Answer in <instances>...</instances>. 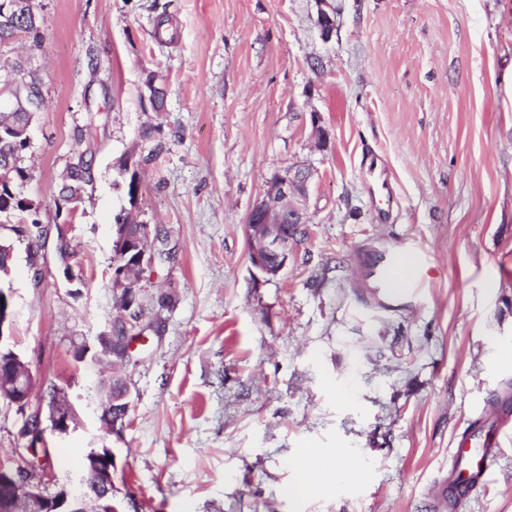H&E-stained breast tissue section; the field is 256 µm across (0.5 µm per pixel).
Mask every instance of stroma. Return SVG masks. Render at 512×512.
I'll list each match as a JSON object with an SVG mask.
<instances>
[{
    "label": "stroma",
    "mask_w": 512,
    "mask_h": 512,
    "mask_svg": "<svg viewBox=\"0 0 512 512\" xmlns=\"http://www.w3.org/2000/svg\"><path fill=\"white\" fill-rule=\"evenodd\" d=\"M39 0L45 41L19 38L0 59L32 55L43 79L21 194L55 224V195L94 123V179L64 231L71 284L53 243L34 281L14 239L10 344L75 412L45 432L68 488L86 449L117 455L116 484L139 512H446L449 448L490 405L512 365V0ZM169 21L175 39L155 30ZM97 55L99 73L88 66ZM166 107L146 101L149 71ZM329 141L317 148L312 124ZM153 125L166 143L150 155ZM381 153L394 187L376 218L359 171ZM148 157L139 207L169 259L142 275L145 294L178 302L146 331L123 375L125 427L101 424L99 363L78 361L115 314L112 215L125 205L120 160ZM314 170L310 224L287 269L256 282L248 216L273 174ZM387 242L420 256L424 286L380 308L353 283L355 257ZM344 448L357 479L304 500L284 494L298 448ZM495 480L467 512H512V423Z\"/></svg>",
    "instance_id": "stroma-1"
}]
</instances>
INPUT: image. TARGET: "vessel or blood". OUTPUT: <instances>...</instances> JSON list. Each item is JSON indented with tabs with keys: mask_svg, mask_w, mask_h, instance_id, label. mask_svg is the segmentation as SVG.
I'll return each mask as SVG.
<instances>
[{
	"mask_svg": "<svg viewBox=\"0 0 512 512\" xmlns=\"http://www.w3.org/2000/svg\"><path fill=\"white\" fill-rule=\"evenodd\" d=\"M359 168L374 199L376 211H383L393 196L390 173L384 159L374 151H364ZM355 285L365 290L374 303L386 307L400 299L401 288H422L423 268L417 264L412 270H405L400 266L399 254L392 248H370L357 258ZM496 450V442L476 430L453 448L452 457L457 468L448 497L450 512H463L473 495L491 483Z\"/></svg>",
	"mask_w": 512,
	"mask_h": 512,
	"instance_id": "vessel-or-blood-1",
	"label": "vessel or blood"
}]
</instances>
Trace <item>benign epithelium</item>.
Wrapping results in <instances>:
<instances>
[{
	"label": "benign epithelium",
	"instance_id": "benign-epithelium-1",
	"mask_svg": "<svg viewBox=\"0 0 512 512\" xmlns=\"http://www.w3.org/2000/svg\"><path fill=\"white\" fill-rule=\"evenodd\" d=\"M16 80L8 88L6 105L16 110H39L43 97L29 94L21 96ZM313 170L305 165H292L277 173L268 181L265 199L253 209L248 222V234L251 241V261L259 271L255 275L262 281V275L278 276L288 265L292 255L291 239L284 234L282 225L294 224L301 227L310 223L308 209L310 186ZM156 229L141 222L136 236L121 234L115 241V250L126 254H135L132 264H115L112 267V288L117 295L130 297L128 313L124 322L136 328L130 336L122 337V347L116 357L127 365L133 361V342L140 338L147 328L146 315L141 308L134 306L131 295L140 293L139 274L146 267L163 258L165 252L142 244L150 241ZM12 325V294L0 287V400L18 407L24 416L20 434L22 437L42 438V420H47L52 431L59 434L69 432L73 421V409L68 401L56 399L49 402L47 416L37 411V428L31 429L27 408L30 392L33 389V376L15 352L10 348ZM94 468L82 474L74 492L64 500V512H132L136 508L131 491H121L116 486V454L111 452L103 457L99 449L91 454ZM34 463L28 458L13 469L10 476L12 486L0 488V509L3 512H50V497L45 490L32 487V469Z\"/></svg>",
	"mask_w": 512,
	"mask_h": 512
}]
</instances>
